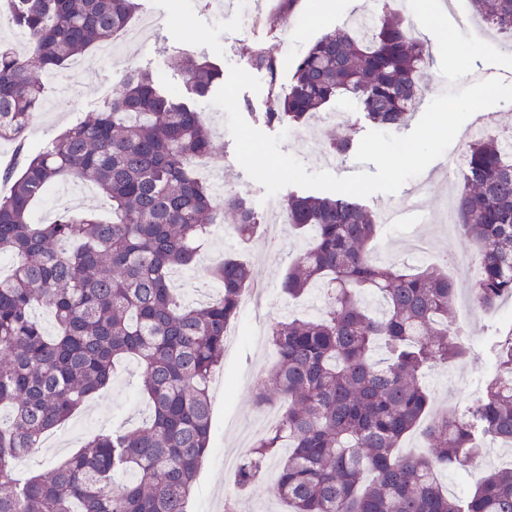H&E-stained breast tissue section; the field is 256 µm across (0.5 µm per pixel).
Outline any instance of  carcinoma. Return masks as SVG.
<instances>
[{
  "label": "carcinoma",
  "instance_id": "cac0c4a2",
  "mask_svg": "<svg viewBox=\"0 0 512 512\" xmlns=\"http://www.w3.org/2000/svg\"><path fill=\"white\" fill-rule=\"evenodd\" d=\"M477 17L512 39V0H470ZM29 54L0 45V138L19 144L0 192V512H190L209 449V382L224 358L226 329L250 288L251 266L214 262L201 286L218 297L181 305L176 272L199 263L198 242L219 215L252 239L262 220L250 199L218 198L198 168L213 158L197 101L224 80L203 56L171 58L188 96L161 89L149 70L125 75L94 118L31 153L24 133L45 80L124 30L139 0H5ZM270 76V122L300 123L338 99L358 104L383 128L406 125L421 104L424 41L390 9L327 33L297 61L288 88L281 62L262 42L246 47ZM79 180L112 202V220L62 209L35 224L34 204L54 185ZM288 223L309 237L282 281L288 302L321 292L316 316L270 320L277 359L254 390L259 408L283 406L277 426L240 459L237 487H249L279 459L273 493L291 512H512V467L489 473L458 499L438 472L461 470L489 441L512 447V326L491 346L493 378L462 411L428 416L425 373L469 352L452 313L458 288L434 267L405 272L374 253L378 214L356 198L291 194ZM459 230L480 249L474 301L493 308L512 297V159L494 135L468 145L455 205ZM54 318L48 334L34 317ZM141 368L149 417L134 429L94 436L40 474L20 479L17 462L42 447L111 380L123 359ZM417 432L426 456L402 455Z\"/></svg>",
  "mask_w": 512,
  "mask_h": 512
}]
</instances>
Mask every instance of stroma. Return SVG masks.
<instances>
[{"label": "stroma", "instance_id": "1", "mask_svg": "<svg viewBox=\"0 0 512 512\" xmlns=\"http://www.w3.org/2000/svg\"><path fill=\"white\" fill-rule=\"evenodd\" d=\"M140 3L136 23L147 21L151 24L144 39L131 40L125 34H118L109 43L110 55L91 49L79 59L80 73L66 69L47 80L42 104L25 132L29 150L42 149L65 128L93 118L101 103L119 91L124 75L131 69L150 70L166 90L183 95V79L171 69L169 61L175 54L192 52L206 56L225 70L234 65L254 72L261 89L240 93L238 105L243 117L264 133L286 132L281 151L298 157L308 171L324 169L334 173L354 162L355 157L351 154L332 158L327 147V135L332 131L341 132L350 138L352 144H359L363 135L373 128L363 112L358 111L353 102L339 100L330 104L329 109L342 113V121L327 123L314 131L305 124H291L284 128L267 123L264 110L269 79L264 71L254 70L245 52L246 45L257 35H264L267 46L283 63L279 82L288 84L296 58L324 34L343 27L354 0H299L293 15L285 20L266 21L260 34L246 29L234 14H215L204 0H140ZM186 11L194 17L193 26L188 30L182 25V14ZM197 107L212 131L214 162L222 168L227 180L249 197L259 214L267 215L264 187L252 180L236 160L234 142L225 125L226 113L213 107L207 98L199 100ZM425 173L429 178L425 194L429 221L421 225L418 232L429 240L432 264L443 267L456 279L460 273L454 265L455 260L475 250L472 241L456 226L443 222L449 191L460 187L462 174L457 171L448 175L432 165L426 168ZM266 243V238L261 236L246 247L227 233L220 239L206 236L200 246L202 256L211 259L225 254L246 259L252 267L254 281L266 286V305L258 312L248 307L241 308L236 325L245 337L224 349V361L217 373L222 387L211 394L210 450L196 478L190 512H216L223 502L229 484L224 456L233 448L239 430L255 419L253 391L246 380L251 374L264 373L272 360L251 341V332L265 326L270 317L284 314L303 316L307 313L305 303L286 304L280 291L281 279L303 250L304 239L284 223L279 227L275 253H268ZM497 328L495 322L474 318L471 323L474 336L472 357L450 362L441 376H427L433 411L463 405L479 395L484 374L491 366L488 347ZM137 382L135 363L119 366L111 383L86 401L57 431L56 437L63 441V448L44 447L28 456L20 470L21 475L46 469L76 452L88 438L112 426L135 422L144 410L136 394Z\"/></svg>", "mask_w": 512, "mask_h": 512}]
</instances>
